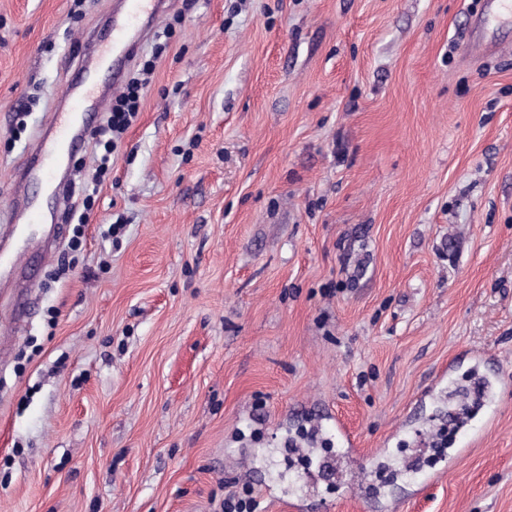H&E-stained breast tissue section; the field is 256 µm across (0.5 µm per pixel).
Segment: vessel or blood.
<instances>
[{
    "label": "vessel or blood",
    "instance_id": "1",
    "mask_svg": "<svg viewBox=\"0 0 512 512\" xmlns=\"http://www.w3.org/2000/svg\"><path fill=\"white\" fill-rule=\"evenodd\" d=\"M163 0H122L112 16V45L92 47L85 55L79 79L64 94L63 106L53 113V134L39 138L21 163L22 181L44 186L55 183L60 159L73 152L86 138L103 111L108 97L121 86V73L130 65L138 45L147 36V25L158 15ZM14 207L23 225L46 223L47 217L29 195Z\"/></svg>",
    "mask_w": 512,
    "mask_h": 512
}]
</instances>
